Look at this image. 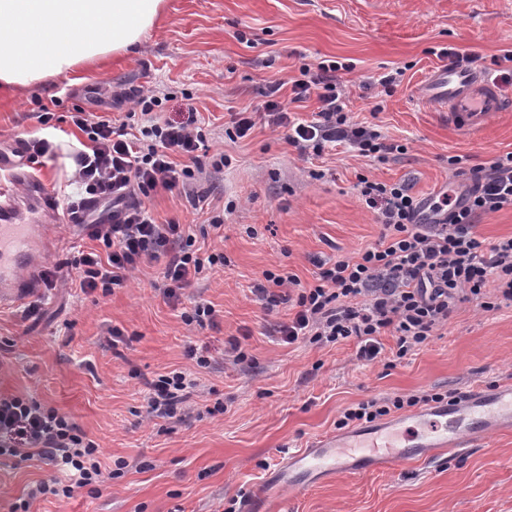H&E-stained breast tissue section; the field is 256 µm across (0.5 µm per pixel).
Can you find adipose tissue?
Here are the masks:
<instances>
[{"mask_svg": "<svg viewBox=\"0 0 512 512\" xmlns=\"http://www.w3.org/2000/svg\"><path fill=\"white\" fill-rule=\"evenodd\" d=\"M165 0H0V87H26L125 54Z\"/></svg>", "mask_w": 512, "mask_h": 512, "instance_id": "obj_1", "label": "adipose tissue"}]
</instances>
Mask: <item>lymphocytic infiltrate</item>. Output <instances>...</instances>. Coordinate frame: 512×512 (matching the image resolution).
I'll use <instances>...</instances> for the list:
<instances>
[{
  "label": "lymphocytic infiltrate",
  "instance_id": "f902f5d3",
  "mask_svg": "<svg viewBox=\"0 0 512 512\" xmlns=\"http://www.w3.org/2000/svg\"><path fill=\"white\" fill-rule=\"evenodd\" d=\"M342 69L335 61L301 69L288 100L280 98L278 83H270L261 107L231 113L233 133L245 137L261 122L282 131L288 145L302 155L317 156L341 142L361 156L386 159L399 146L386 142L379 131L349 121ZM313 95L320 106L312 119L291 111V103ZM112 97L132 101L140 121L137 135H129L124 121L82 109L71 115L88 140L87 150L77 155L76 181L85 196L111 202L112 221L81 225L93 249L47 271L45 279L50 284L72 279L82 292L107 294L129 282L140 263L160 261L164 271L159 288L175 299L192 279L215 269L220 257L194 249L187 225L158 223L148 201L161 190L207 200V193L192 183L189 168L176 163L177 157H194L206 135L194 112L175 119L158 116L160 101L152 88L130 91L119 83ZM470 174L471 188L447 209L428 206L410 183L361 179L359 193L381 226L378 242L356 256L321 264L309 285L290 272L265 271L254 293L266 309L289 301L296 307L288 321L278 324V334L289 343L352 340L359 358L367 361L379 357L381 339L389 335L401 358L427 345L462 305L493 310L488 286H495L496 301L512 304V236L487 244L476 233L479 216L512 206V152L496 156L489 165L473 166ZM197 388L191 370L159 375L150 383L144 413L150 418L185 413ZM445 399L439 392L372 398L346 407L337 425L371 422ZM0 446L57 468L58 477L31 489L33 499L50 495L61 501L81 489L94 495L112 477L101 465L102 448L81 433L71 416L21 397H0Z\"/></svg>",
  "mask_w": 512,
  "mask_h": 512
}]
</instances>
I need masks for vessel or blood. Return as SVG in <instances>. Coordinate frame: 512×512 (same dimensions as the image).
Instances as JSON below:
<instances>
[{
	"mask_svg": "<svg viewBox=\"0 0 512 512\" xmlns=\"http://www.w3.org/2000/svg\"><path fill=\"white\" fill-rule=\"evenodd\" d=\"M425 101L465 128L480 127L503 101L481 73L439 68L425 81ZM0 307L20 302L36 287L42 256L53 251L59 215L38 176L0 159ZM512 431V385L474 386L454 401L432 404L374 425L325 435L282 457L263 484L242 499L241 512H288L289 496L340 477L386 472L405 463L434 461Z\"/></svg>",
	"mask_w": 512,
	"mask_h": 512,
	"instance_id": "obj_1",
	"label": "vessel or blood"
}]
</instances>
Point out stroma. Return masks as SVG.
<instances>
[{"label": "stroma", "instance_id": "stroma-1", "mask_svg": "<svg viewBox=\"0 0 512 512\" xmlns=\"http://www.w3.org/2000/svg\"><path fill=\"white\" fill-rule=\"evenodd\" d=\"M444 47L474 52L477 69L493 71L496 56L512 48V0H166L130 53L0 92V154L18 142L52 143L32 170L62 204L77 193L72 165L84 139L70 112L120 119L131 105L113 101V83L156 88L162 116L198 114L209 148L198 151L193 170L209 199L203 212L191 197L158 192L155 218L224 220L223 236L200 242L223 252V268L202 274L179 300L156 289L163 266L154 263L108 296L57 283L26 320L18 306L0 308V396L69 414L87 438L128 462L99 495L40 498L30 512H228L283 452L335 432L350 404L512 382L510 305H464L427 346L398 359L387 336L381 358L366 361L351 341L284 342L275 325L287 320V306L266 310L252 293L265 270L309 282L317 261L377 243L380 226L361 199L360 178L407 181L425 200L449 188L459 195L471 166L512 152V80H496L504 109L476 130L423 103L425 78L444 66L437 55ZM331 58L350 66L343 75L350 121L372 126L402 152L378 162L333 146L307 158L263 125L228 139L230 113L261 103L268 82H282L290 95L301 67ZM398 70L400 83L383 89L380 76ZM45 111L55 114V127L40 123ZM220 150L232 163L218 170L212 160ZM453 155L461 168L449 166ZM198 300L221 311L216 326L185 325L183 313ZM109 327L122 332L117 344L103 336ZM234 341L244 360L225 356ZM191 346L208 348L212 359L198 371L201 389L186 415L144 419L145 379L190 366ZM52 473L37 459L1 454L0 512H17ZM288 505L290 512H512V434L438 464L339 478Z\"/></svg>", "mask_w": 512, "mask_h": 512}]
</instances>
